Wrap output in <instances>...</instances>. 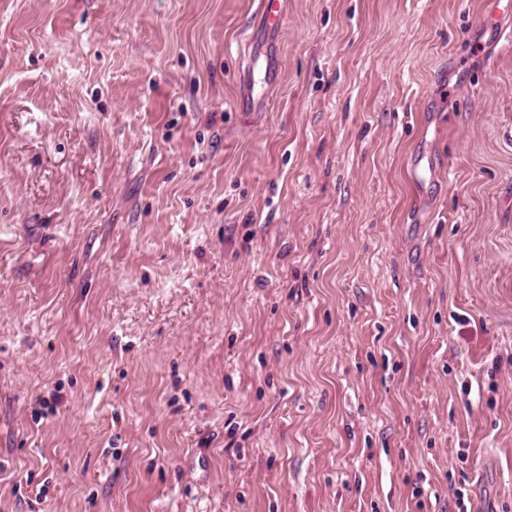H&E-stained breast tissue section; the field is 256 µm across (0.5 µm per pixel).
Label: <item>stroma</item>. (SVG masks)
I'll return each instance as SVG.
<instances>
[{"instance_id": "obj_1", "label": "stroma", "mask_w": 512, "mask_h": 512, "mask_svg": "<svg viewBox=\"0 0 512 512\" xmlns=\"http://www.w3.org/2000/svg\"><path fill=\"white\" fill-rule=\"evenodd\" d=\"M0 0V512H512V16ZM284 1L256 0L257 28L248 29L240 39L239 49L245 63L239 82V105L243 111L266 108L268 91L280 82L276 49L267 35L278 33L283 27Z\"/></svg>"}]
</instances>
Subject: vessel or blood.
<instances>
[{"label": "vessel or blood", "mask_w": 512, "mask_h": 512, "mask_svg": "<svg viewBox=\"0 0 512 512\" xmlns=\"http://www.w3.org/2000/svg\"><path fill=\"white\" fill-rule=\"evenodd\" d=\"M256 4L257 26L242 35L239 45L244 61L239 82V105L246 112L266 108L267 93L279 84L281 78L270 37L283 27L284 0H256Z\"/></svg>", "instance_id": "vessel-or-blood-1"}]
</instances>
